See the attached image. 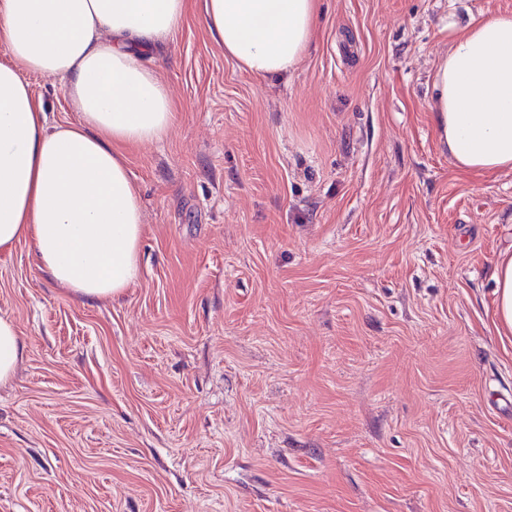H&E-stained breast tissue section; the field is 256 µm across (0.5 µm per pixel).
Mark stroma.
I'll list each match as a JSON object with an SVG mask.
<instances>
[{
  "label": "stroma",
  "instance_id": "stroma-1",
  "mask_svg": "<svg viewBox=\"0 0 512 512\" xmlns=\"http://www.w3.org/2000/svg\"><path fill=\"white\" fill-rule=\"evenodd\" d=\"M512 0H320L280 80L197 18L152 64L177 104L126 163L140 277L73 299L0 254L25 344L0 385V512H512V342L489 306L512 170L435 122L449 22ZM27 80L49 125L76 121Z\"/></svg>",
  "mask_w": 512,
  "mask_h": 512
}]
</instances>
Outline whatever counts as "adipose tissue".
<instances>
[{
  "label": "adipose tissue",
  "mask_w": 512,
  "mask_h": 512,
  "mask_svg": "<svg viewBox=\"0 0 512 512\" xmlns=\"http://www.w3.org/2000/svg\"><path fill=\"white\" fill-rule=\"evenodd\" d=\"M189 0H0V253L22 239L36 265L78 301L117 298L139 278L138 190L124 150L160 141L175 121L167 86L143 59L174 39ZM319 0H203L201 24L258 77L293 71L309 48ZM433 87L442 145L457 169L512 168V14L448 27ZM61 82L78 119L49 126L23 78ZM491 324L512 335V251L499 253ZM24 357L0 316V384Z\"/></svg>",
  "instance_id": "adipose-tissue-1"
}]
</instances>
